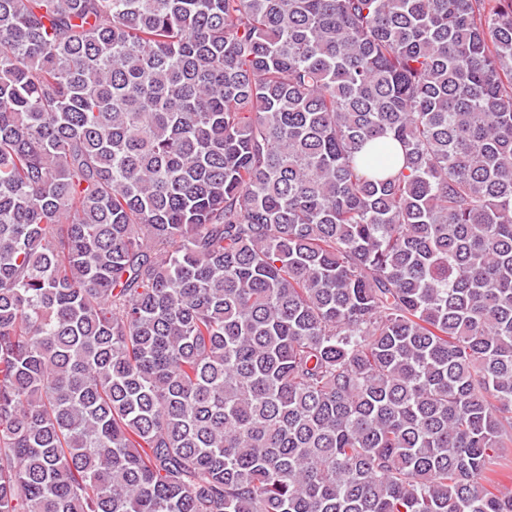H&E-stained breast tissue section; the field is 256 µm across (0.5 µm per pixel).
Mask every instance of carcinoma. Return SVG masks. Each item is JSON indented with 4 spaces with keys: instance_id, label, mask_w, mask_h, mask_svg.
Listing matches in <instances>:
<instances>
[{
    "instance_id": "carcinoma-1",
    "label": "carcinoma",
    "mask_w": 512,
    "mask_h": 512,
    "mask_svg": "<svg viewBox=\"0 0 512 512\" xmlns=\"http://www.w3.org/2000/svg\"><path fill=\"white\" fill-rule=\"evenodd\" d=\"M512 0H0V512H512Z\"/></svg>"
}]
</instances>
